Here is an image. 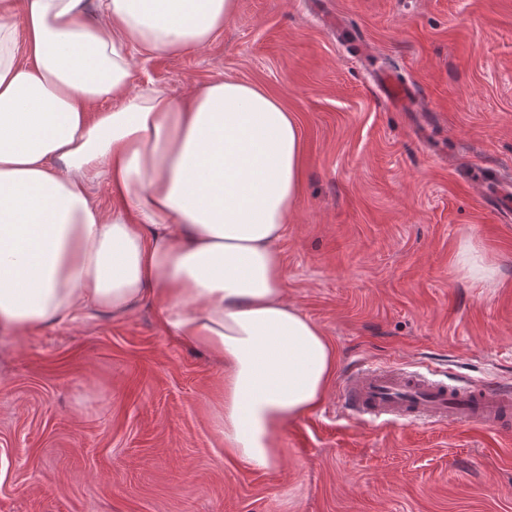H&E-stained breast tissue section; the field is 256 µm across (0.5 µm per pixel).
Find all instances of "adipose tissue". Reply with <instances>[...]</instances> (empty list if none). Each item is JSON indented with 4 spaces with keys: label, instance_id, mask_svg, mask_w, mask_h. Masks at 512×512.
Here are the masks:
<instances>
[{
    "label": "adipose tissue",
    "instance_id": "adipose-tissue-1",
    "mask_svg": "<svg viewBox=\"0 0 512 512\" xmlns=\"http://www.w3.org/2000/svg\"><path fill=\"white\" fill-rule=\"evenodd\" d=\"M235 6L0 0V336L152 300L172 337L223 362L224 443L268 469L334 368L276 249L300 188L298 120L233 79L180 100L130 82V50L204 49Z\"/></svg>",
    "mask_w": 512,
    "mask_h": 512
}]
</instances>
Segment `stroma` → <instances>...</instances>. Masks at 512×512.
I'll return each mask as SVG.
<instances>
[{"label":"stroma","mask_w":512,"mask_h":512,"mask_svg":"<svg viewBox=\"0 0 512 512\" xmlns=\"http://www.w3.org/2000/svg\"><path fill=\"white\" fill-rule=\"evenodd\" d=\"M420 90L388 105L373 69ZM230 78L294 112L288 299L336 352L256 469L215 430L222 365L125 317L0 350V512H512V435L337 413L347 369L512 384V0H237L206 49L133 58L174 98ZM475 247L492 282L462 269Z\"/></svg>","instance_id":"35a3bbf8"}]
</instances>
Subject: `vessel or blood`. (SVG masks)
I'll return each instance as SVG.
<instances>
[{"mask_svg":"<svg viewBox=\"0 0 512 512\" xmlns=\"http://www.w3.org/2000/svg\"><path fill=\"white\" fill-rule=\"evenodd\" d=\"M374 77L389 103L409 108L415 89L383 70L376 71ZM340 403L345 413L362 420L465 424L512 433V386L508 384L459 386L418 370L358 367L343 373Z\"/></svg>","mask_w":512,"mask_h":512,"instance_id":"1","label":"vessel or blood"}]
</instances>
